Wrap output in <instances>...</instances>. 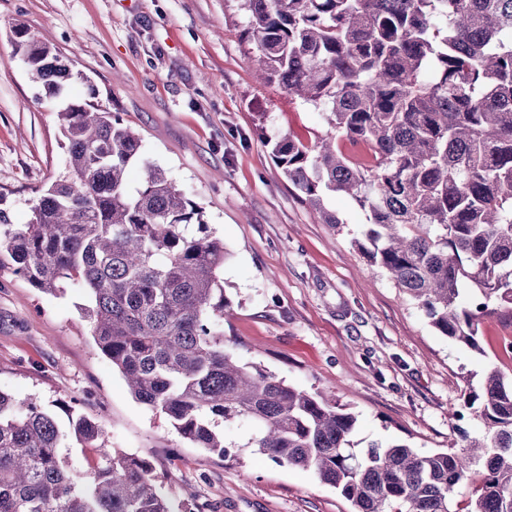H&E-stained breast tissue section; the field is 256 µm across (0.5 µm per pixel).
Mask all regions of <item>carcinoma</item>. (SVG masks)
I'll list each match as a JSON object with an SVG mask.
<instances>
[{"instance_id":"obj_1","label":"carcinoma","mask_w":512,"mask_h":512,"mask_svg":"<svg viewBox=\"0 0 512 512\" xmlns=\"http://www.w3.org/2000/svg\"><path fill=\"white\" fill-rule=\"evenodd\" d=\"M260 80L322 109L309 146L266 137L271 157L324 224L350 196L367 215L353 245L437 333L479 354L481 321L512 315V0H244ZM32 80L53 95L77 78L27 30L14 31ZM66 172L17 226L0 208V256L45 293L87 298L95 349L134 398L197 448L224 457V427L273 461L311 469L353 512H512V373L488 368L465 405L482 434L446 451L373 443L320 391L224 349V243L203 211L144 154L139 134L68 96L57 113ZM360 144L346 155L339 138ZM142 169L138 184L129 181ZM75 439L105 438L84 416ZM57 413L0 392V512H174L153 461L103 452L86 476L63 455Z\"/></svg>"}]
</instances>
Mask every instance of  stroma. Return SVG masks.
<instances>
[{
    "mask_svg": "<svg viewBox=\"0 0 512 512\" xmlns=\"http://www.w3.org/2000/svg\"><path fill=\"white\" fill-rule=\"evenodd\" d=\"M246 15L241 0H0V207L29 223L66 167L62 101L31 81L15 50L24 27L79 72L73 94L140 134L147 158L223 240L225 350L332 395L357 417L356 450H447L459 432L482 429L463 394L500 361L512 319L484 318L480 355L438 335L356 250L366 214L354 200L326 197L340 226L313 217L263 137L311 144L326 126L312 105L257 80ZM85 302L79 289L46 294L0 266V391L73 405L104 426L110 451L153 456L185 512H351L312 471L248 447L250 426L226 429L223 458L183 439L95 351Z\"/></svg>",
    "mask_w": 512,
    "mask_h": 512,
    "instance_id": "obj_1",
    "label": "stroma"
}]
</instances>
